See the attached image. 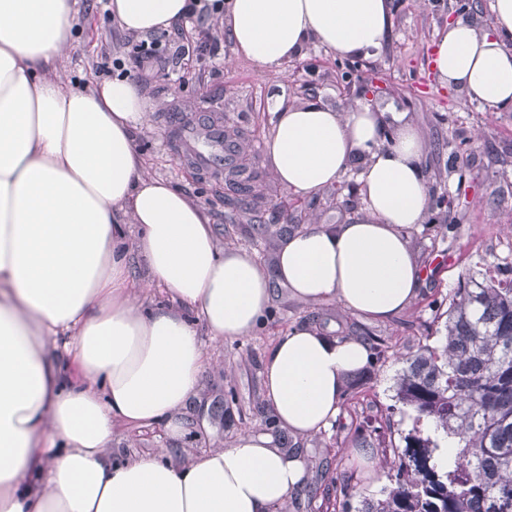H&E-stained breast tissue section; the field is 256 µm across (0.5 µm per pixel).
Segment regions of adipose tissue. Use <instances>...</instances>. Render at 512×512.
<instances>
[{
	"instance_id": "1",
	"label": "adipose tissue",
	"mask_w": 512,
	"mask_h": 512,
	"mask_svg": "<svg viewBox=\"0 0 512 512\" xmlns=\"http://www.w3.org/2000/svg\"><path fill=\"white\" fill-rule=\"evenodd\" d=\"M76 0H0V512H274L306 476L302 456L267 435L203 452L175 468L164 454L104 455L114 425L186 432L180 411L204 367L196 326L249 335L270 279L304 302L333 299L388 319L422 285L408 236L429 191L427 143L410 123L357 105L277 112L264 158L309 195L353 159L363 207L347 224L287 236L274 275L219 248L201 208L144 176L133 134L147 106L126 80L64 88L46 77L66 47ZM392 0H108L121 27L147 34L210 7L236 52L267 67L316 43L346 57L380 49ZM494 30L449 24L431 66L441 82L496 112L512 109V0H491ZM137 229L148 285L172 305L142 307L124 226ZM370 349L301 326L272 349L263 389L276 422L312 435L335 420L347 376Z\"/></svg>"
}]
</instances>
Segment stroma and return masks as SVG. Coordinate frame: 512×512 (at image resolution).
I'll return each mask as SVG.
<instances>
[{"label": "stroma", "instance_id": "1", "mask_svg": "<svg viewBox=\"0 0 512 512\" xmlns=\"http://www.w3.org/2000/svg\"><path fill=\"white\" fill-rule=\"evenodd\" d=\"M488 30L490 0H402L380 51L339 67L336 51L310 44L304 56L276 67L236 56L223 25L212 27L216 56L198 59L194 43L182 41L181 58L165 54L138 63L140 35L112 19L103 0H77L72 37L52 73L67 87L106 79L113 59H122L127 79L148 106L135 143L146 176L167 181L209 216L220 248L255 256L273 271L285 236L308 224H346L359 213V163L338 182L311 196L284 187L263 159L264 142L277 107L315 100L338 112L361 103L399 112L428 144L423 170L431 198L409 232L424 275L417 297L397 315L377 320L344 310L336 302L306 303L273 284L263 324L234 340H212L200 329L205 363L198 391L182 412L187 434L170 446L158 426L115 428L109 457L140 458L166 452L177 465L213 448L233 446L245 432L270 435L273 445L307 463L304 485L276 512H359L363 497L379 496L396 472L394 446L412 427L413 414L395 397L406 355L435 344L437 318L448 297L476 261L499 266L512 277V111L492 112L443 85L429 60L434 43L456 20ZM236 128L234 151L259 173L253 194L240 202L224 197V169L186 159L177 141L181 129ZM287 221H278L280 211ZM313 326L326 335L368 343L371 359L348 375L335 422L301 436L277 424L265 400L263 363L272 346L293 328ZM371 449L374 465L353 461V449Z\"/></svg>", "mask_w": 512, "mask_h": 512}]
</instances>
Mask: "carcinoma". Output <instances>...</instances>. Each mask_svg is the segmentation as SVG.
Wrapping results in <instances>:
<instances>
[{"mask_svg":"<svg viewBox=\"0 0 512 512\" xmlns=\"http://www.w3.org/2000/svg\"><path fill=\"white\" fill-rule=\"evenodd\" d=\"M399 402L415 412L394 484L361 512H512V278L489 267L448 297L438 345L405 357ZM452 438L448 466L436 460Z\"/></svg>","mask_w":512,"mask_h":512,"instance_id":"obj_1","label":"carcinoma"}]
</instances>
